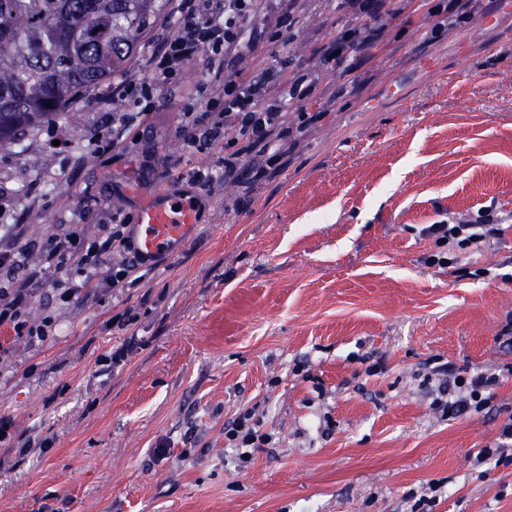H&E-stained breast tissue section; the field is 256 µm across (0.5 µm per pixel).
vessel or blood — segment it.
Here are the masks:
<instances>
[{
  "instance_id": "vessel-or-blood-1",
  "label": "vessel or blood",
  "mask_w": 512,
  "mask_h": 512,
  "mask_svg": "<svg viewBox=\"0 0 512 512\" xmlns=\"http://www.w3.org/2000/svg\"><path fill=\"white\" fill-rule=\"evenodd\" d=\"M196 221L197 209L190 197L157 193L138 213L137 246L144 254H155Z\"/></svg>"
}]
</instances>
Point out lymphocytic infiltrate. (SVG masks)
<instances>
[{
	"label": "lymphocytic infiltrate",
	"instance_id": "lymphocytic-infiltrate-1",
	"mask_svg": "<svg viewBox=\"0 0 512 512\" xmlns=\"http://www.w3.org/2000/svg\"><path fill=\"white\" fill-rule=\"evenodd\" d=\"M296 2L172 0L177 20L166 27L159 47L149 58V80H142L132 69L113 84L112 94L123 106L113 111L100 142L113 151H123L126 139L148 118L154 89L176 81L186 63L203 53L208 74L220 89L184 112L177 128L183 149L208 150L215 169L223 170L228 180L245 174L254 180L278 175L286 165L281 142L291 125H309L314 116L302 110L288 111L269 97L264 83L246 77L235 63L252 48L245 36L254 22H263L272 39H285ZM342 6L364 23L338 30L321 47V60L327 64L362 57L378 37L377 30L369 27V19L396 13L394 0H342ZM254 153L264 157V164L250 162ZM26 234L22 224L8 225L0 234V357L8 353L11 340L23 338L36 344L56 336V317L34 320L29 316L31 285L43 272H54L51 286L60 300L68 303L135 287L154 267L153 256L142 254L135 243L130 217L117 213L97 233L87 235L76 230L49 236L33 262L27 257ZM419 234L435 246L434 252L424 257V264L447 269L455 263L451 249L499 240L503 229L498 214L483 208L466 220L451 218L425 225ZM435 372L441 380L431 406L446 418L490 407L504 379L496 372L460 374L445 363L436 366Z\"/></svg>",
	"mask_w": 512,
	"mask_h": 512
}]
</instances>
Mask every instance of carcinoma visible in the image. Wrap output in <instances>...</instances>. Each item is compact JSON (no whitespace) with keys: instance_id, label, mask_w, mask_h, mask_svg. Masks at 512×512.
<instances>
[{"instance_id":"cac0c4a2","label":"carcinoma","mask_w":512,"mask_h":512,"mask_svg":"<svg viewBox=\"0 0 512 512\" xmlns=\"http://www.w3.org/2000/svg\"><path fill=\"white\" fill-rule=\"evenodd\" d=\"M163 0H0V154L120 72Z\"/></svg>"}]
</instances>
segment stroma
<instances>
[{
    "instance_id": "stroma-1",
    "label": "stroma",
    "mask_w": 512,
    "mask_h": 512,
    "mask_svg": "<svg viewBox=\"0 0 512 512\" xmlns=\"http://www.w3.org/2000/svg\"><path fill=\"white\" fill-rule=\"evenodd\" d=\"M485 4L426 47L424 9L402 0L372 61L338 67L318 50L353 22L340 0H299L284 45L256 24L241 68L308 74L305 106L322 115L286 139L288 164L266 181L175 183L212 164L176 137L180 112L213 92L202 56L155 90L122 155L91 145L107 81L69 104L76 124L34 129L23 151L0 156V190L34 252L159 191L202 204L136 288L65 304L34 283L30 315H57V334L12 341L0 415L52 446L0 444V512H412L433 484L432 512H512V462L472 459L498 436L512 378L496 407L453 419L431 409L424 382L435 356L512 366L497 340L512 315V0ZM69 133L72 145L56 147ZM490 205L510 221L503 237L459 256L491 277L424 265V225ZM130 307L128 331L112 318ZM123 345L120 366L97 365ZM249 409L274 443L243 466L224 428ZM159 448L169 458L155 459Z\"/></svg>"
}]
</instances>
